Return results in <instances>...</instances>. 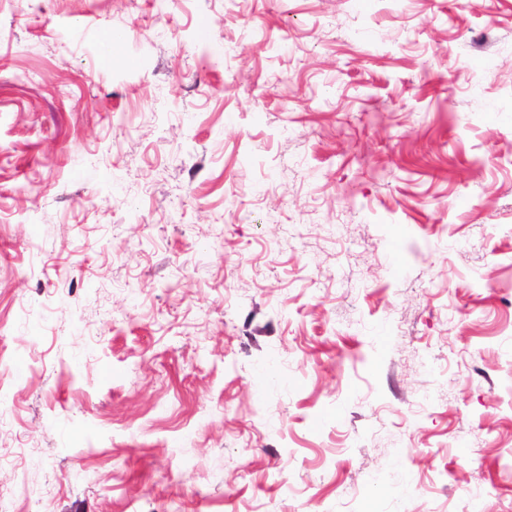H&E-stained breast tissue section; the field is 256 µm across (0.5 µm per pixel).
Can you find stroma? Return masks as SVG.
Returning <instances> with one entry per match:
<instances>
[{"label": "stroma", "instance_id": "stroma-1", "mask_svg": "<svg viewBox=\"0 0 512 512\" xmlns=\"http://www.w3.org/2000/svg\"><path fill=\"white\" fill-rule=\"evenodd\" d=\"M511 295L512 0H0L10 512H512Z\"/></svg>", "mask_w": 512, "mask_h": 512}]
</instances>
